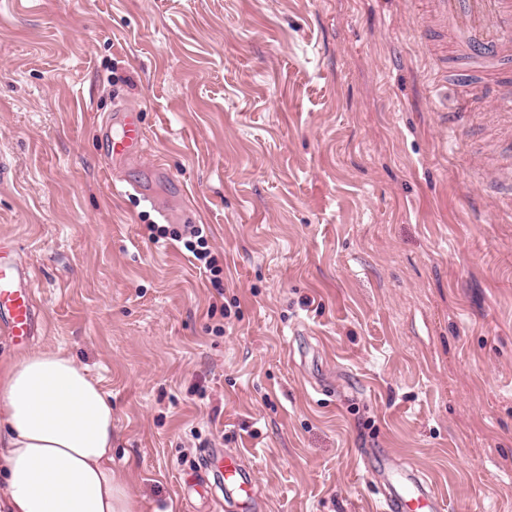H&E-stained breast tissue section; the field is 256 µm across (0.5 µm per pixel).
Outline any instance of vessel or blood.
I'll use <instances>...</instances> for the list:
<instances>
[{"label": "vessel or blood", "instance_id": "b4317fda", "mask_svg": "<svg viewBox=\"0 0 512 512\" xmlns=\"http://www.w3.org/2000/svg\"><path fill=\"white\" fill-rule=\"evenodd\" d=\"M420 19V47L434 65L436 84H453L457 100L447 125L451 130L472 124L486 98L512 102V0H412ZM116 127H105L104 163L130 162L140 154L144 134L137 112L123 110ZM487 192L512 199V162L488 168L482 177ZM12 247L0 241V319L12 340L26 344L38 329L28 270L12 257ZM238 512H256L255 486L237 455L223 453L216 474ZM384 512H443L445 505L418 475L396 473L387 484Z\"/></svg>", "mask_w": 512, "mask_h": 512}]
</instances>
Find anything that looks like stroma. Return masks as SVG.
Segmentation results:
<instances>
[{"label":"stroma","mask_w":512,"mask_h":512,"mask_svg":"<svg viewBox=\"0 0 512 512\" xmlns=\"http://www.w3.org/2000/svg\"><path fill=\"white\" fill-rule=\"evenodd\" d=\"M408 0H0V238L39 327L112 397L137 512H235L206 466L242 456L258 512H379L374 461L448 512H512V207L449 137ZM139 112L141 164L99 130ZM162 164L166 176L154 175ZM188 207L213 288L123 181ZM189 239L184 240V248L192 254V256L203 263L204 268L210 273V283L214 288H221L222 269L217 266L216 259L211 255V250L207 235L203 234V229L195 224H185Z\"/></svg>","instance_id":"35a3bbf8"}]
</instances>
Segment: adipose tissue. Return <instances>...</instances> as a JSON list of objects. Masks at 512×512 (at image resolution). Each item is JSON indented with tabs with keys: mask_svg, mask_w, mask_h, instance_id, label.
<instances>
[{
	"mask_svg": "<svg viewBox=\"0 0 512 512\" xmlns=\"http://www.w3.org/2000/svg\"><path fill=\"white\" fill-rule=\"evenodd\" d=\"M0 512H135L112 469V398L59 351L0 363Z\"/></svg>",
	"mask_w": 512,
	"mask_h": 512,
	"instance_id": "adipose-tissue-1",
	"label": "adipose tissue"
}]
</instances>
